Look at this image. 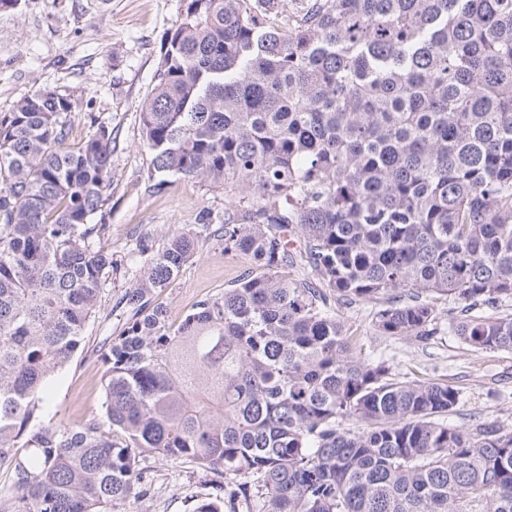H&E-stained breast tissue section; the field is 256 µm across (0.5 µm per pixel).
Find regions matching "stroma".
Listing matches in <instances>:
<instances>
[{"label":"stroma","instance_id":"35a3bbf8","mask_svg":"<svg viewBox=\"0 0 512 512\" xmlns=\"http://www.w3.org/2000/svg\"><path fill=\"white\" fill-rule=\"evenodd\" d=\"M184 0H21L0 12V112L37 87L75 100L72 141L94 133L99 115L117 134L112 156V199L103 239L113 266L102 282L101 303L72 362L46 386V420L75 425L104 415L100 355L125 328L130 314L120 299L143 262L137 245L158 248L165 235L194 228L202 211L224 221V194L197 180H176L162 192L149 188L151 155L139 113L154 84L161 40L180 18ZM94 109H87V100ZM252 263L228 253L220 237L200 238L195 258L152 297L178 325L201 299L223 293ZM338 315L362 354L384 358L410 377L448 382L460 392L451 426L486 420L512 429V352H481L451 332L422 342L379 336L367 305L341 307ZM147 496L118 512H191L212 494L210 474L188 463L147 457Z\"/></svg>","mask_w":512,"mask_h":512}]
</instances>
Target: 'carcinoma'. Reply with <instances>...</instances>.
I'll use <instances>...</instances> for the list:
<instances>
[{"mask_svg": "<svg viewBox=\"0 0 512 512\" xmlns=\"http://www.w3.org/2000/svg\"><path fill=\"white\" fill-rule=\"evenodd\" d=\"M73 101L0 112V512H112L146 456L212 475L192 512H512V429L451 427L459 390L356 351L448 331L512 351V0H185L140 112L151 188L224 191V252L256 269L182 322L151 306L210 235L166 236L102 355L104 420L44 422L112 254V127ZM305 261L316 282L280 274ZM362 427L354 430L348 422Z\"/></svg>", "mask_w": 512, "mask_h": 512, "instance_id": "1", "label": "carcinoma"}]
</instances>
